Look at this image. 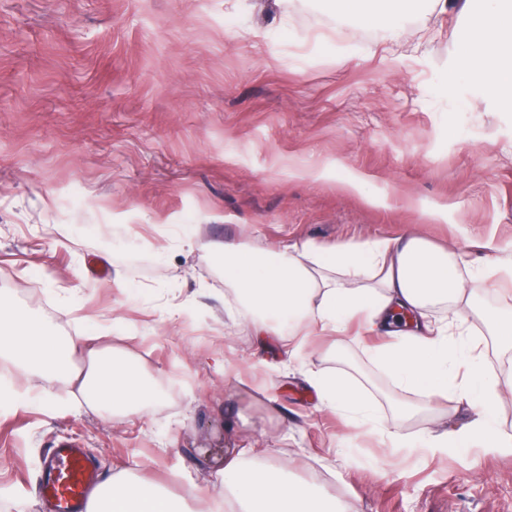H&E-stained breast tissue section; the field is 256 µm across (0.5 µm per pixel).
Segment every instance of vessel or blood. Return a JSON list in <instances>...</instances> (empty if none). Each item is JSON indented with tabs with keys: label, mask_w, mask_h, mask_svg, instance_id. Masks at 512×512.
I'll return each instance as SVG.
<instances>
[{
	"label": "vessel or blood",
	"mask_w": 512,
	"mask_h": 512,
	"mask_svg": "<svg viewBox=\"0 0 512 512\" xmlns=\"http://www.w3.org/2000/svg\"><path fill=\"white\" fill-rule=\"evenodd\" d=\"M98 483L99 474L82 449L65 442L50 452L38 493L52 503L53 512H85Z\"/></svg>",
	"instance_id": "vessel-or-blood-1"
}]
</instances>
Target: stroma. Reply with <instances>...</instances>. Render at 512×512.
<instances>
[{"instance_id": "obj_1", "label": "stroma", "mask_w": 512, "mask_h": 512, "mask_svg": "<svg viewBox=\"0 0 512 512\" xmlns=\"http://www.w3.org/2000/svg\"><path fill=\"white\" fill-rule=\"evenodd\" d=\"M428 5L404 18L423 24L412 49L319 0H0V292L55 335L111 337L167 393L114 421L72 411L60 384L0 414V512H48L41 462L71 440L104 482L158 486L184 512L230 498L221 475L243 448L352 512H512V454L383 446L379 429L455 432L474 411L439 396L400 418L368 356L379 337L313 336L287 360V337L228 317L221 259L152 247L416 231L472 268L495 246L511 258L512 105L453 71L476 14ZM311 368L366 388L377 424L320 408Z\"/></svg>"}]
</instances>
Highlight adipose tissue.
<instances>
[{
	"label": "adipose tissue",
	"mask_w": 512,
	"mask_h": 512,
	"mask_svg": "<svg viewBox=\"0 0 512 512\" xmlns=\"http://www.w3.org/2000/svg\"><path fill=\"white\" fill-rule=\"evenodd\" d=\"M484 18L473 25L458 49L462 72L481 81L490 97L512 101V0H483ZM183 246L204 259H224V285L235 289L233 315L248 323L258 340L285 336L288 356H297L311 333H346L359 324L363 334L388 336L371 348L372 359L400 389L429 399L452 394L476 409L459 436L512 449V436L497 427L503 389L489 374L471 331L474 271H463L456 252L408 233L397 238L312 242L261 248L238 239L202 242L186 237ZM443 307L449 320L434 325L430 312ZM86 350L88 371L75 370V350ZM0 360L47 383L76 387L73 410L104 411L121 420L143 412L160 397L125 353L101 344L95 334L50 335L41 321L0 295ZM323 408L344 414L355 425L373 419L364 389L338 373L308 378ZM241 449L224 467V484L234 492L237 512H349L348 505L324 497L310 484H289L276 462H257ZM89 512H181L175 500L153 486L119 480L92 498Z\"/></svg>",
	"instance_id": "1"
}]
</instances>
